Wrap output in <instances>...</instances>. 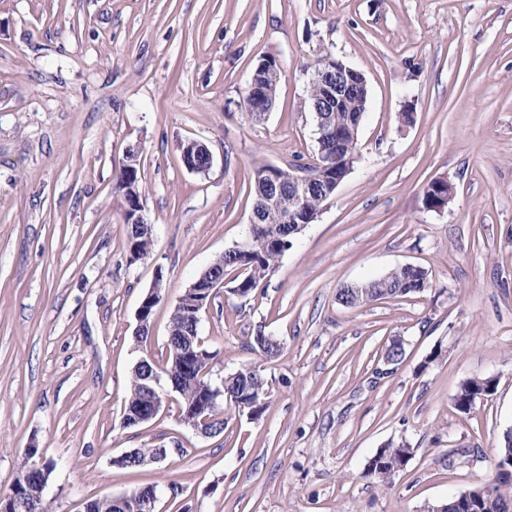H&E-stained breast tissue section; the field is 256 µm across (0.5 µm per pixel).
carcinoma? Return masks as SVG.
<instances>
[{
  "mask_svg": "<svg viewBox=\"0 0 512 512\" xmlns=\"http://www.w3.org/2000/svg\"><path fill=\"white\" fill-rule=\"evenodd\" d=\"M266 68L257 72L259 87L277 90L280 69L275 57L264 59ZM328 103L321 97L317 85H312L303 109L316 112ZM295 172L289 168H278L276 179L269 183L262 179V169H257L251 191L254 196L255 224L252 225L251 248L246 252L224 253L213 262L217 276L230 278V292L243 299L254 296L264 282L275 271L283 254L292 246L298 235L296 228L300 220L318 214L324 204L323 193L328 183L320 180L312 182L308 192L295 198L288 194ZM139 167L122 166L116 176V191L124 196L133 191H141ZM152 237L140 234L128 239L130 254L135 258L147 253ZM429 287L427 271L419 266H400L382 278L374 279L357 286L347 285L337 293V300L345 307L355 308L386 297L407 296L423 293ZM196 296L182 295L170 317L166 346L167 359L164 363L145 359L136 363L130 377V386L124 409L135 411L146 404V375L143 365L171 376L179 388L182 422L192 427L209 420L213 435L224 432L226 419L224 410L231 405L259 418L268 407L269 383L262 370L252 363L244 362L232 372L222 376L224 399L214 405H207V387L214 385V360L218 352L209 350L203 338L194 334L191 348L180 346L182 336L187 333L195 318ZM247 349L258 352L267 358L281 353L282 344L273 336L258 330L250 337ZM489 378L481 376L463 382L455 396L456 408L466 411L480 396ZM39 448L32 445L25 449L20 476L11 489V495L0 501V512H49L44 496L39 494V474L33 462ZM401 446L389 443L379 448L369 458L363 476L380 485L388 483L393 476L394 464L401 461ZM490 494L484 496L486 508L482 512H512V475L498 473L486 483Z\"/></svg>",
  "mask_w": 512,
  "mask_h": 512,
  "instance_id": "obj_1",
  "label": "carcinoma"
}]
</instances>
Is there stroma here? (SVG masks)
I'll return each instance as SVG.
<instances>
[{
  "mask_svg": "<svg viewBox=\"0 0 512 512\" xmlns=\"http://www.w3.org/2000/svg\"><path fill=\"white\" fill-rule=\"evenodd\" d=\"M325 53L368 81L359 160L264 288L218 289L199 327L217 370L260 367L267 409L228 410L216 437L174 402L124 427L134 363L165 360L182 292L246 240L255 170L316 157L305 67ZM269 56L277 97L255 120L245 91ZM191 139L213 155L207 174L182 163ZM131 151L153 226L136 261L114 190ZM439 177L455 190L436 211L423 195ZM408 264L427 271L424 293L337 301ZM260 328L278 358L245 350ZM395 337L405 355L388 371ZM476 375L494 391L457 410ZM510 426L512 0H0V497L34 445L54 465L51 512L147 485L156 512H422L491 478ZM390 441L413 455L380 486L362 473ZM160 447L159 462L112 463ZM165 288H166V282L164 281L163 274H160V273L156 274L153 286L149 289L148 293L145 296V299L141 302V304L137 310V313H136V318H137V322H138V325H137L138 331L147 325L146 319L149 320L153 317L154 309H155L156 305L158 304V301L153 302L151 304H147L146 319H144V313H145V311L143 310L144 305L148 302H152L159 298H162L163 293L165 292Z\"/></svg>",
  "mask_w": 512,
  "mask_h": 512,
  "instance_id": "1",
  "label": "stroma"
}]
</instances>
